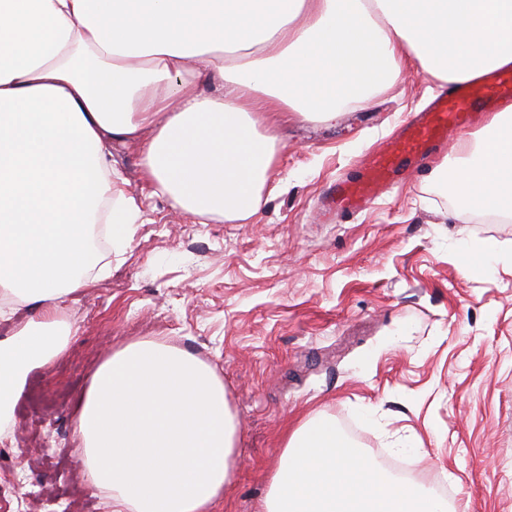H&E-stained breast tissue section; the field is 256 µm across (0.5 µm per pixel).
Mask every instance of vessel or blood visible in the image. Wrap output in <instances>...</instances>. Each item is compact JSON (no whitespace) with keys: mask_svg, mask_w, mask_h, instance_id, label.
Here are the masks:
<instances>
[{"mask_svg":"<svg viewBox=\"0 0 512 512\" xmlns=\"http://www.w3.org/2000/svg\"><path fill=\"white\" fill-rule=\"evenodd\" d=\"M512 101V70L439 90L430 105L386 146L367 153L360 174L327 192L325 218L354 215L401 184L410 169L440 151L449 137L475 125L480 111Z\"/></svg>","mask_w":512,"mask_h":512,"instance_id":"1","label":"vessel or blood"}]
</instances>
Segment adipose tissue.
Masks as SVG:
<instances>
[{"mask_svg":"<svg viewBox=\"0 0 512 512\" xmlns=\"http://www.w3.org/2000/svg\"><path fill=\"white\" fill-rule=\"evenodd\" d=\"M456 83L512 66V0H0V427L27 372L66 347L65 300L90 287V224L125 244L141 221L116 145L149 195L233 223L262 202L288 119L369 104L403 67ZM207 77L216 92L199 89ZM460 215L512 219V105L440 170ZM78 431L112 512H211L232 475L236 424L215 372L156 341L92 375ZM257 512H448L393 479L327 419L287 436Z\"/></svg>","mask_w":512,"mask_h":512,"instance_id":"obj_1","label":"adipose tissue"}]
</instances>
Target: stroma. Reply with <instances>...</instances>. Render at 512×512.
Returning <instances> with one entry per match:
<instances>
[{
  "instance_id": "stroma-1",
  "label": "stroma",
  "mask_w": 512,
  "mask_h": 512,
  "mask_svg": "<svg viewBox=\"0 0 512 512\" xmlns=\"http://www.w3.org/2000/svg\"><path fill=\"white\" fill-rule=\"evenodd\" d=\"M440 82L413 67L369 106L289 122L263 204L235 224L172 210L142 190L136 150L115 157L143 214L108 275L60 312L66 350L29 371L0 433V512H112L88 483L79 403L112 351L163 339L224 383L236 467L213 512H256L285 435L326 418L376 464L445 482L455 512H512V222L457 217L435 170L370 208L319 221L323 197L419 111ZM503 254L462 266L453 241ZM65 405L32 420L33 388Z\"/></svg>"
}]
</instances>
